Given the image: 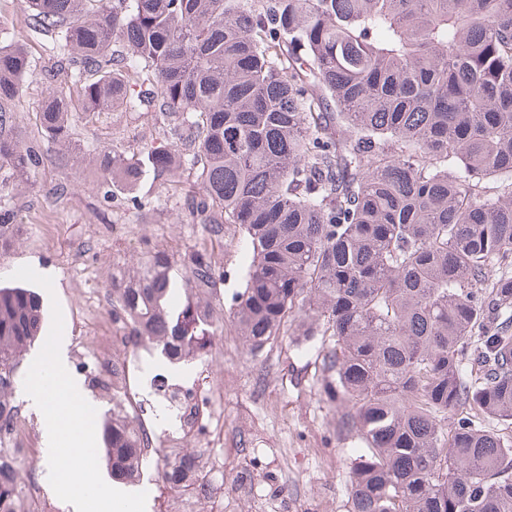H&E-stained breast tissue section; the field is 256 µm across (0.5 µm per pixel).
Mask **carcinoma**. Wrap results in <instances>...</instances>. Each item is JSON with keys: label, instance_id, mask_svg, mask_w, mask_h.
<instances>
[{"label": "carcinoma", "instance_id": "carcinoma-1", "mask_svg": "<svg viewBox=\"0 0 512 512\" xmlns=\"http://www.w3.org/2000/svg\"><path fill=\"white\" fill-rule=\"evenodd\" d=\"M57 36L73 82L39 113L70 139L83 112H137L138 82L193 143L202 223L239 224L250 259L229 314L257 353L288 321L336 338L325 392L347 407L349 512H512V0H27ZM128 49L112 68V41ZM0 39V192L40 163L6 131L29 75ZM176 150L97 156L105 197L163 179ZM498 269L493 278L490 267ZM192 257L179 285L156 251L112 279L115 313L171 364L211 344L210 313L178 290L210 288ZM44 320L40 296L0 286V424ZM454 416L447 424L448 416ZM112 478L142 459L130 423L105 424ZM190 454L168 481L191 473ZM0 457V512H15Z\"/></svg>", "mask_w": 512, "mask_h": 512}]
</instances>
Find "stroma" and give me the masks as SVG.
<instances>
[{
	"instance_id": "1",
	"label": "stroma",
	"mask_w": 512,
	"mask_h": 512,
	"mask_svg": "<svg viewBox=\"0 0 512 512\" xmlns=\"http://www.w3.org/2000/svg\"><path fill=\"white\" fill-rule=\"evenodd\" d=\"M0 36L23 45L29 57L31 73L9 108L13 132L42 156L27 179L0 194V209L11 213L9 244L0 249V283H9L23 265L52 277L64 317L69 373L97 410L96 429L111 417L133 416L122 400L98 394L77 367L84 343L126 329L112 313L113 275L138 270L151 253L164 250L172 257V277L182 283L191 276V256L205 252L215 262L216 283L197 289L195 298L212 309L217 321L214 355L172 365L147 342L110 349L117 360L149 361L170 382L185 384L200 374L205 384L224 391L223 440L203 447L189 438L180 449L211 458L220 470L202 468L168 485L171 512H182L186 499L195 501V512L219 506L224 512H349L350 455L360 442L341 426L343 406L323 392L322 358L333 337H315L302 355L301 339L288 324L261 352L250 353L228 314L233 296L246 286L243 229L225 224L213 235L193 214L189 203L202 187L187 159L190 148L173 122L152 104L137 112L86 113L73 102L70 144L58 148L39 125L46 100L69 80L57 63L53 38L33 31L25 0H0ZM157 146L179 150L183 161L175 174L165 181L146 177L134 192L104 199L96 153L129 157ZM84 312L94 316L87 328L76 322ZM21 414L25 445L12 455L19 483L27 485L33 477L50 491L41 451L43 420L26 408Z\"/></svg>"
}]
</instances>
